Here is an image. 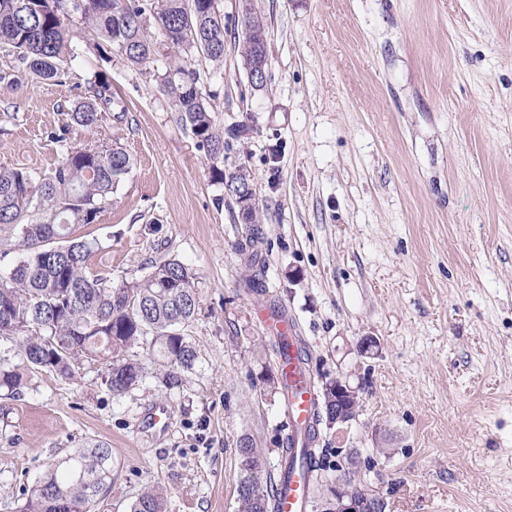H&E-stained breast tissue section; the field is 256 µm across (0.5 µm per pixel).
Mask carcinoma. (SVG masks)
Here are the masks:
<instances>
[{"mask_svg": "<svg viewBox=\"0 0 512 512\" xmlns=\"http://www.w3.org/2000/svg\"><path fill=\"white\" fill-rule=\"evenodd\" d=\"M251 37L238 39L245 63L257 46L267 47V24L247 15ZM90 29L99 38L98 54L111 60L118 54L132 67H143L159 54L156 35L165 46L185 56L197 53L216 66L224 62V19L213 0H0V46L15 52L23 69L56 82L69 77L73 40ZM159 91L167 97L211 161L215 183L224 184V152L246 133L216 126L212 109L185 64L169 67ZM115 103L112 86L98 77L88 94L68 112L70 123L102 127ZM69 126L53 133L63 155L48 174L22 168H0V246L3 254L18 253L16 262L0 270V342L15 346L18 362L0 355V388L20 389L24 371L47 370L65 379L76 377L88 360L104 365L114 394L138 383L142 363L124 357L127 348L146 339L155 352L181 370L193 367L196 351L184 329L197 313L194 274L176 259L151 266L142 278L115 286L112 278L91 268L99 249L96 239L74 235L77 226L93 224L113 192L131 172L132 159L120 146L76 147L67 142ZM230 139H224V134ZM259 243L258 216L250 211L241 251ZM62 250L49 257L46 249ZM241 477L239 512H275L277 483L258 476V454L245 437L239 446ZM112 481V449L88 442L48 463L39 479L24 490L22 512H97ZM343 489L365 498L359 471H348ZM131 512H164V496L142 493Z\"/></svg>", "mask_w": 512, "mask_h": 512, "instance_id": "1", "label": "carcinoma"}]
</instances>
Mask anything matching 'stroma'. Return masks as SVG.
I'll return each instance as SVG.
<instances>
[{"label":"stroma","instance_id":"obj_1","mask_svg":"<svg viewBox=\"0 0 512 512\" xmlns=\"http://www.w3.org/2000/svg\"><path fill=\"white\" fill-rule=\"evenodd\" d=\"M218 4L224 63L191 66L216 124L251 128L224 165L254 180L252 260L235 203L159 91L167 56L132 68L78 38L58 83L0 46V167L54 169L53 132L104 74L123 111L68 126V142L118 144L133 167L76 233L101 240L91 263L114 284L175 258L199 296L197 359L177 388L137 344L126 355L145 375L119 395L96 362L0 389V512H20L23 487L90 440L112 450L104 512L148 487L166 512H238L240 440L274 475L288 432L255 317L268 304L295 322L315 383L362 387L356 420L320 425L319 445L332 463L355 455L385 512H512V0H252L269 25L260 90L235 47L239 0ZM258 271L259 294L246 284ZM160 406L163 430L147 424Z\"/></svg>","mask_w":512,"mask_h":512}]
</instances>
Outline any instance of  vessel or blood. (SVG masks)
Here are the masks:
<instances>
[{
  "label": "vessel or blood",
  "instance_id": "obj_1",
  "mask_svg": "<svg viewBox=\"0 0 512 512\" xmlns=\"http://www.w3.org/2000/svg\"><path fill=\"white\" fill-rule=\"evenodd\" d=\"M256 318L263 330L276 336H287L293 340L295 324L280 308L258 309ZM277 365L280 370L287 373L288 381L293 387L290 398L285 404L288 422L292 425H303L312 417L317 405V395L312 372L303 360L299 343L293 340L288 359L278 360ZM313 482L312 472L304 467L282 474L278 485L279 512H308Z\"/></svg>",
  "mask_w": 512,
  "mask_h": 512
}]
</instances>
